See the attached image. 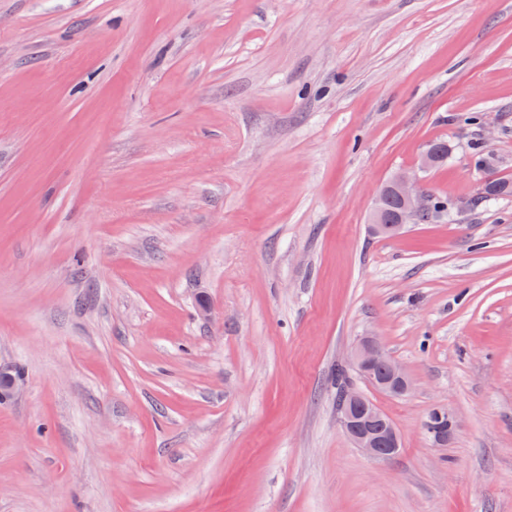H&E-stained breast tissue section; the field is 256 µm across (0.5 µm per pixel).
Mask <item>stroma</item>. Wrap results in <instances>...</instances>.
<instances>
[{"label":"stroma","instance_id":"35a3bbf8","mask_svg":"<svg viewBox=\"0 0 512 512\" xmlns=\"http://www.w3.org/2000/svg\"><path fill=\"white\" fill-rule=\"evenodd\" d=\"M436 140L459 210L376 237ZM475 141L512 178V0H0V512H512V196L466 208ZM367 332L413 382H356L387 461L336 406ZM340 423L353 447L381 461L397 451L398 433L384 420L380 408L355 385L346 389L338 411ZM444 410H445V408L442 407L440 418L438 417L437 413L435 412V409L432 410V412L429 414L428 419H427V422H431L435 426H447L448 427V422L450 424V427L448 428V432H440L438 430L437 433L432 436L433 442L435 443L436 447H439V448L447 447L448 439L451 437V435L453 434V432L455 431V429L458 425L455 415L451 411L448 410V412L446 411V414L448 415L447 416L445 414Z\"/></svg>","mask_w":512,"mask_h":512}]
</instances>
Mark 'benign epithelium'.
Returning a JSON list of instances; mask_svg holds the SVG:
<instances>
[{"mask_svg":"<svg viewBox=\"0 0 512 512\" xmlns=\"http://www.w3.org/2000/svg\"><path fill=\"white\" fill-rule=\"evenodd\" d=\"M400 203L402 214L396 224L382 221L385 189L376 192L369 218L373 233L397 235L413 220L430 211L431 198L419 171L400 170L387 181ZM349 369L367 378L378 391L389 396H403L411 389V381L402 368L375 336L359 338L350 355L344 360ZM383 374L374 375L377 369ZM340 423L353 447L381 461L391 459L397 451L398 433L393 424L384 420L380 408L356 386L349 385L339 408Z\"/></svg>","mask_w":512,"mask_h":512,"instance_id":"1","label":"benign epithelium"}]
</instances>
